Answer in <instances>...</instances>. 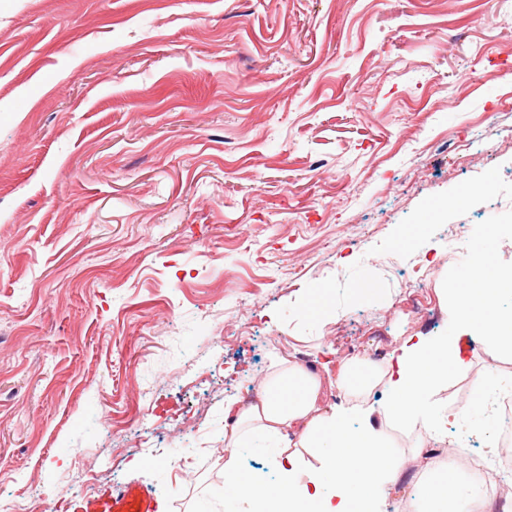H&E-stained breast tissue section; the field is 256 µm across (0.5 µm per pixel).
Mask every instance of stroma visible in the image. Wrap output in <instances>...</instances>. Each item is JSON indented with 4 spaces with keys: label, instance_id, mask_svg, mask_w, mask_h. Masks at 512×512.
Wrapping results in <instances>:
<instances>
[{
    "label": "stroma",
    "instance_id": "35a3bbf8",
    "mask_svg": "<svg viewBox=\"0 0 512 512\" xmlns=\"http://www.w3.org/2000/svg\"><path fill=\"white\" fill-rule=\"evenodd\" d=\"M466 194L463 207L448 200ZM512 268V0H0V512H251L224 403L451 330ZM512 390L475 347L439 413ZM156 398L146 401V391ZM381 512H414L418 443Z\"/></svg>",
    "mask_w": 512,
    "mask_h": 512
}]
</instances>
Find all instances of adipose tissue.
I'll use <instances>...</instances> for the list:
<instances>
[{
  "mask_svg": "<svg viewBox=\"0 0 512 512\" xmlns=\"http://www.w3.org/2000/svg\"><path fill=\"white\" fill-rule=\"evenodd\" d=\"M491 245L488 238L480 242L472 274L463 287L449 290L453 335L416 337L382 362L336 360L337 389L347 397L384 389L388 398L380 407L340 403L322 412L319 375L283 358L272 362L253 402H227L224 417L233 426L224 435L225 494L247 499L252 512H378L400 485L403 467L373 424L374 412L403 426L431 418V393L470 366L467 340L512 353V312L495 306L499 296L512 294V278L486 267ZM253 438L282 445L274 482L257 483L240 471L239 447ZM306 448L318 449L320 465L304 480L299 468ZM496 501L493 487L462 477L456 467L427 478L417 512H496Z\"/></svg>",
  "mask_w": 512,
  "mask_h": 512,
  "instance_id": "1",
  "label": "adipose tissue"
}]
</instances>
